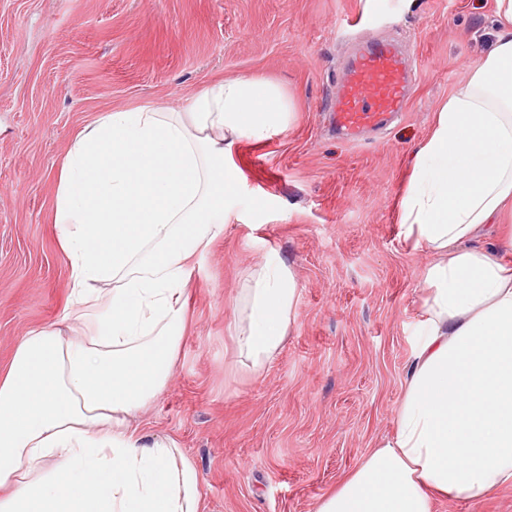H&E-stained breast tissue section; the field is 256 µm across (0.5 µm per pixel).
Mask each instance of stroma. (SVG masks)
I'll return each instance as SVG.
<instances>
[{
	"label": "stroma",
	"instance_id": "1",
	"mask_svg": "<svg viewBox=\"0 0 512 512\" xmlns=\"http://www.w3.org/2000/svg\"><path fill=\"white\" fill-rule=\"evenodd\" d=\"M495 0H0V369L68 305L53 223L76 130L115 108L183 110L239 75L292 96L294 123L240 142L229 229L192 260L174 376L135 420L175 438L204 512H312L394 428L431 255L398 222L412 155L494 32ZM413 64L405 112L352 145L329 103L361 41ZM299 296L283 346L253 377L231 325L267 256Z\"/></svg>",
	"mask_w": 512,
	"mask_h": 512
}]
</instances>
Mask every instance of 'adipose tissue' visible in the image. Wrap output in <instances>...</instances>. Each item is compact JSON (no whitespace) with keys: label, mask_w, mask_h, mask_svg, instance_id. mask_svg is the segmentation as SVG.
I'll return each instance as SVG.
<instances>
[{"label":"adipose tissue","mask_w":512,"mask_h":512,"mask_svg":"<svg viewBox=\"0 0 512 512\" xmlns=\"http://www.w3.org/2000/svg\"><path fill=\"white\" fill-rule=\"evenodd\" d=\"M416 152L399 222L434 260L423 283L392 435L314 512H433L512 486V0ZM185 122L146 106L102 113L72 139L55 224L71 308L28 330L0 371V512H202L178 441L134 426L167 386L184 338L190 261L225 231L242 140L292 123L276 84L208 85ZM298 283L269 257L242 288L237 365L261 374L294 317Z\"/></svg>","instance_id":"1"}]
</instances>
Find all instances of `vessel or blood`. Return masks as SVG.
I'll use <instances>...</instances> for the list:
<instances>
[{
	"label": "vessel or blood",
	"mask_w": 512,
	"mask_h": 512,
	"mask_svg": "<svg viewBox=\"0 0 512 512\" xmlns=\"http://www.w3.org/2000/svg\"><path fill=\"white\" fill-rule=\"evenodd\" d=\"M409 70L401 51L387 42L364 44L341 81L331 106L333 122L345 139L385 124L404 108Z\"/></svg>",
	"instance_id": "obj_1"
}]
</instances>
